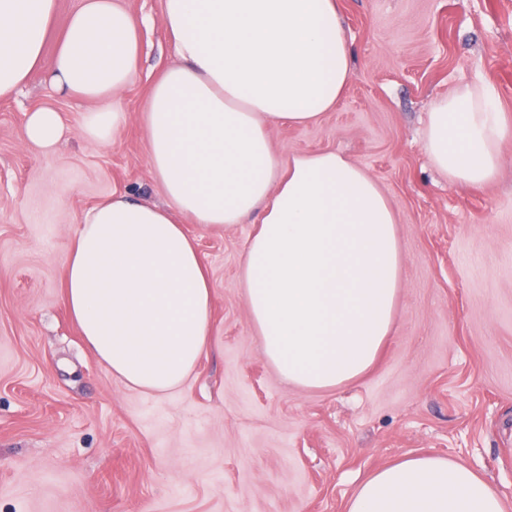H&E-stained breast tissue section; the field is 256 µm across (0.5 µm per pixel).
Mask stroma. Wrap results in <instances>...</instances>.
<instances>
[{
  "label": "stroma",
  "mask_w": 512,
  "mask_h": 512,
  "mask_svg": "<svg viewBox=\"0 0 512 512\" xmlns=\"http://www.w3.org/2000/svg\"><path fill=\"white\" fill-rule=\"evenodd\" d=\"M125 2L148 28L109 146L83 135V106L41 74L0 99V512H345L364 476L426 452L484 476L512 512V134L479 188L436 170L424 142L434 103L467 83L491 85L512 122V0H340L345 96L317 124L271 130L284 156L345 154L395 209L398 302L377 365L330 390L286 382L244 303L253 225L190 224L212 330L189 380L160 396L113 377L61 298L87 210L115 192L165 201L139 113L149 76L177 57L163 0ZM40 104L65 126L50 153L22 133Z\"/></svg>",
  "instance_id": "stroma-1"
}]
</instances>
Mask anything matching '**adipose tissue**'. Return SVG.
Wrapping results in <instances>:
<instances>
[{"label":"adipose tissue","mask_w":512,"mask_h":512,"mask_svg":"<svg viewBox=\"0 0 512 512\" xmlns=\"http://www.w3.org/2000/svg\"><path fill=\"white\" fill-rule=\"evenodd\" d=\"M57 0H0V98L33 73L92 103L83 131L107 145L126 122L118 95L137 75L145 23L122 0H81L53 53ZM179 65L152 80L141 114L164 205L112 194L70 240L62 298L92 354L127 386L179 390L204 355L212 290L186 223L254 220L241 257L250 322L265 358L294 386L333 389L377 361L396 309L395 210L335 151L280 155L270 128L316 123L341 101L352 52L339 0H163ZM496 93L464 85L428 115L433 166L464 186L491 182L508 129ZM64 125L29 109L25 140L51 152ZM346 512H503L485 478L444 456H409L364 478Z\"/></svg>","instance_id":"ef3b65f1"}]
</instances>
